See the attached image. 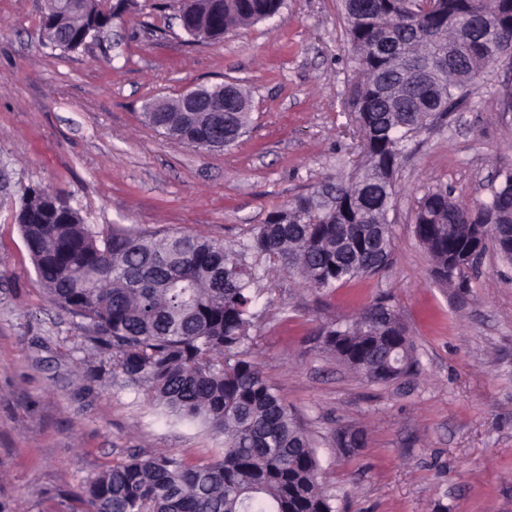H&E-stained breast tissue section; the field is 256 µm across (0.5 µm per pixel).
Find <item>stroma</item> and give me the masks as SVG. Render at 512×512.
I'll use <instances>...</instances> for the list:
<instances>
[{
  "label": "stroma",
  "mask_w": 512,
  "mask_h": 512,
  "mask_svg": "<svg viewBox=\"0 0 512 512\" xmlns=\"http://www.w3.org/2000/svg\"><path fill=\"white\" fill-rule=\"evenodd\" d=\"M45 0H0V512H77L112 464L162 452L210 462L224 437L179 420L69 350L78 320L46 298L17 224L25 189L62 193L94 226L197 233L237 246L269 215L349 181L356 80L339 0H285L217 41L182 30L181 0H134L102 41L46 48ZM433 129L395 173L385 273L332 292L284 270L261 284L251 330L261 369L316 450L335 512H512V263L487 251L469 288L430 275L412 208L425 188L487 198L512 169V67ZM236 81L251 99L238 144L203 152L147 124L143 105ZM388 299L417 364L374 383L323 350L320 328ZM362 438L344 448L340 433Z\"/></svg>",
  "instance_id": "35a3bbf8"
}]
</instances>
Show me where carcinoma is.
Wrapping results in <instances>:
<instances>
[{"label": "carcinoma", "instance_id": "obj_1", "mask_svg": "<svg viewBox=\"0 0 512 512\" xmlns=\"http://www.w3.org/2000/svg\"><path fill=\"white\" fill-rule=\"evenodd\" d=\"M207 21L217 36L259 22L283 0H224ZM362 79L355 87L363 161L337 187L335 207L316 213L311 197L273 212L238 248L189 233L159 237L135 228L94 227L57 194L30 189L18 224L50 300L81 319L74 345L110 352L112 371L144 389L172 415L224 435L220 459L193 464L167 455L133 456L92 478L81 512H334L315 450L296 415L252 355L253 290L282 266L306 287L335 290L386 271L393 260L388 219L394 175L412 136L468 101L489 69L512 63V0H342ZM95 0H46L41 28L53 50L75 51L111 27ZM246 94H224V146L248 121ZM149 125L205 149L207 114L146 112ZM490 195L466 206L432 187L417 200L414 233L432 275L457 288L475 259L456 247L512 228V169ZM252 262H247L246 257ZM381 303L323 329L324 346L371 382H389L416 364L408 330Z\"/></svg>", "mask_w": 512, "mask_h": 512}]
</instances>
